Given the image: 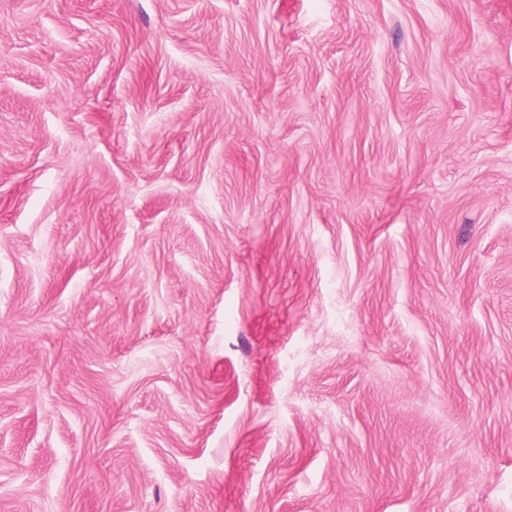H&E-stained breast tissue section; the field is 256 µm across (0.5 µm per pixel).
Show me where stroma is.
I'll return each instance as SVG.
<instances>
[{
    "label": "stroma",
    "mask_w": 512,
    "mask_h": 512,
    "mask_svg": "<svg viewBox=\"0 0 512 512\" xmlns=\"http://www.w3.org/2000/svg\"><path fill=\"white\" fill-rule=\"evenodd\" d=\"M502 0H0V512H512Z\"/></svg>",
    "instance_id": "35a3bbf8"
}]
</instances>
